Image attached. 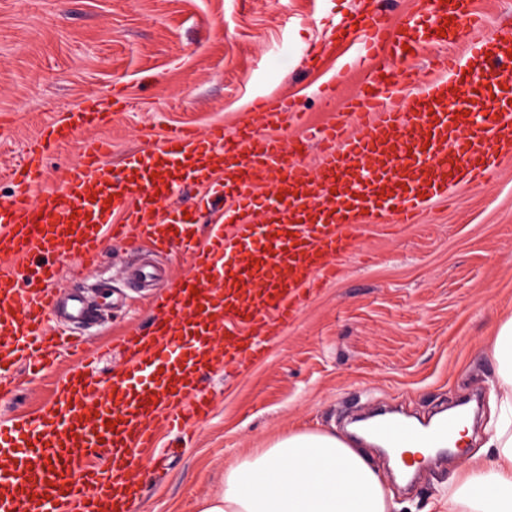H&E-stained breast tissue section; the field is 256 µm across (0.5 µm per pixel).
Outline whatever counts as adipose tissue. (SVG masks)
Wrapping results in <instances>:
<instances>
[{
  "mask_svg": "<svg viewBox=\"0 0 512 512\" xmlns=\"http://www.w3.org/2000/svg\"><path fill=\"white\" fill-rule=\"evenodd\" d=\"M494 423L442 491L448 512H512V318L492 338ZM378 471L332 432L292 431L224 471L200 512H391Z\"/></svg>",
  "mask_w": 512,
  "mask_h": 512,
  "instance_id": "ef3b65f1",
  "label": "adipose tissue"
}]
</instances>
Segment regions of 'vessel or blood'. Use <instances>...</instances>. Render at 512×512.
I'll list each match as a JSON object with an SVG mask.
<instances>
[{"label": "vessel or blood", "instance_id": "1", "mask_svg": "<svg viewBox=\"0 0 512 512\" xmlns=\"http://www.w3.org/2000/svg\"><path fill=\"white\" fill-rule=\"evenodd\" d=\"M466 30L477 37L465 44ZM336 40L341 56L378 63L335 121L299 140L267 134L288 107L262 97L264 125L231 137L220 125L174 128L155 151L127 153L117 166L106 145L87 142L82 161L51 191L41 189L36 159L13 171L17 193L0 205V397L18 368L53 362L65 338L50 319L80 328L122 303L107 285L56 289V258L92 264L108 242L132 234L156 252L180 248L193 275L158 301L151 330L122 337L127 362L111 383L88 358L62 372L44 410L0 419V512H137L142 462L159 434L211 412L203 376L262 356L267 340L296 320L307 289L335 275L332 258L353 251L356 229L415 223L424 204L493 179L512 157L511 24L485 31L474 0H419L396 27L381 12H359ZM442 44L461 52L428 80L386 64ZM105 118L91 97L45 137L61 142ZM313 141L312 166L303 153ZM271 177L275 193L257 198ZM187 182L200 191L197 209L215 215L203 244L183 210L156 206ZM37 189L41 198L30 203ZM101 455L109 458L103 470L91 465Z\"/></svg>", "mask_w": 512, "mask_h": 512}]
</instances>
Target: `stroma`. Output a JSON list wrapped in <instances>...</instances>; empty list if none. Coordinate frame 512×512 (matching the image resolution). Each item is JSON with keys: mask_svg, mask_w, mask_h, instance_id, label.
<instances>
[{"mask_svg": "<svg viewBox=\"0 0 512 512\" xmlns=\"http://www.w3.org/2000/svg\"><path fill=\"white\" fill-rule=\"evenodd\" d=\"M384 6L400 22L413 0H0V202L12 200L14 169L25 164L41 131L124 88L131 109L109 124L75 130L66 144L42 153L45 185L59 187L91 139L110 142L112 163L131 151H154L167 129L225 132L261 123L257 98H292L313 124L331 121L340 98L320 92L339 66L327 45L336 20ZM129 241L109 243L98 265L72 276L57 260L59 288L110 282L126 307L82 328L98 352L99 378L110 379L123 357L113 337L147 331L154 300L192 266L177 254L154 262L164 280L145 288L128 280L145 253ZM512 315V159L493 181L459 188L452 200L428 204L417 223L387 232L368 226L294 323L245 368L202 379L209 417L189 440L162 436L147 465L142 512H199L225 467L291 429L349 435L357 415L385 409L428 418L452 401L479 397L488 418V380L496 369L489 345ZM20 368L0 417L27 416L46 405L61 367ZM480 423L474 432H481ZM393 496L395 512H438L436 494L465 465L461 455L426 464L398 485L387 457L361 444Z\"/></svg>", "mask_w": 512, "mask_h": 512, "instance_id": "1", "label": "stroma"}]
</instances>
